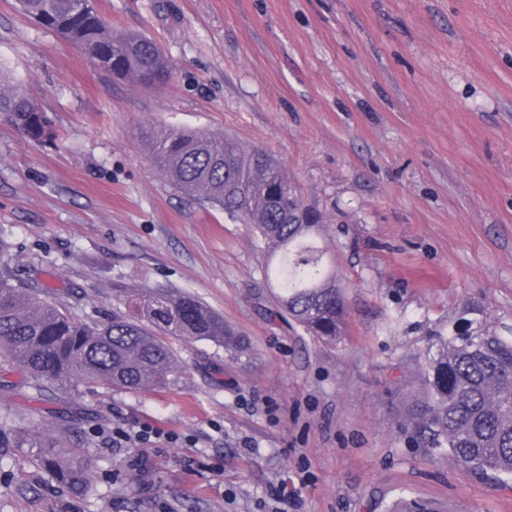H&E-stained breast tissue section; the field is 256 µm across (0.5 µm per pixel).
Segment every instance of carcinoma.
<instances>
[{
	"label": "carcinoma",
	"mask_w": 512,
	"mask_h": 512,
	"mask_svg": "<svg viewBox=\"0 0 512 512\" xmlns=\"http://www.w3.org/2000/svg\"><path fill=\"white\" fill-rule=\"evenodd\" d=\"M23 14L78 47L90 63L118 79L163 84L170 63L152 39L112 27L93 0H17ZM0 120L34 143L56 137L55 126L21 84L0 76ZM157 168L182 190L246 224L264 244L267 279L280 307L306 334L334 342L345 333L347 307L322 237L324 217L296 223L304 206L280 166L263 150L213 133L160 127L146 133ZM133 314L106 322L80 319L49 299L46 285L0 273V355L16 363L43 392L82 385L143 390L167 384L178 366L166 336L203 339L236 350L241 341L224 318L192 296L167 289L121 288ZM451 328L429 336L414 371L424 386L406 429L421 448H446L472 473L512 482V324L490 327L476 307ZM53 481L81 494L93 454L84 442L65 448L55 435L30 442ZM386 512H441L403 497Z\"/></svg>",
	"instance_id": "1"
}]
</instances>
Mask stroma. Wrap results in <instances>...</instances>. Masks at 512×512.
Listing matches in <instances>:
<instances>
[{
  "mask_svg": "<svg viewBox=\"0 0 512 512\" xmlns=\"http://www.w3.org/2000/svg\"><path fill=\"white\" fill-rule=\"evenodd\" d=\"M153 39L171 77L116 80L0 0V70L52 117L40 145L0 122V269L103 321L118 288H168L245 344L168 338L161 388L37 392L0 363V512H383L400 498L512 512L402 424L415 353L466 306L512 323V0H96ZM229 135L321 211L348 328L323 343L279 314L250 228L187 195L141 137ZM161 430L147 444L121 429ZM95 453L72 493L28 443Z\"/></svg>",
  "mask_w": 512,
  "mask_h": 512,
  "instance_id": "stroma-1",
  "label": "stroma"
}]
</instances>
